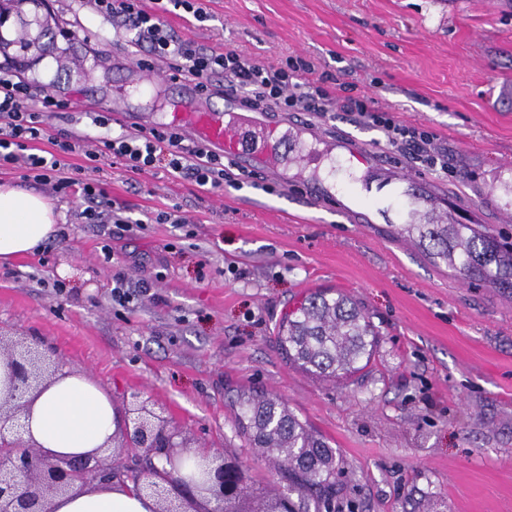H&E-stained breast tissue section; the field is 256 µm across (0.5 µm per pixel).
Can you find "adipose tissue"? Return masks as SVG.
Segmentation results:
<instances>
[{
  "instance_id": "1",
  "label": "adipose tissue",
  "mask_w": 512,
  "mask_h": 512,
  "mask_svg": "<svg viewBox=\"0 0 512 512\" xmlns=\"http://www.w3.org/2000/svg\"><path fill=\"white\" fill-rule=\"evenodd\" d=\"M61 214L41 194L0 184V260L32 252L53 239ZM118 413L110 394L87 376L69 374L45 391L32 395L27 428L52 455L75 456L110 443ZM50 512H154L147 495L115 483L94 486L54 499Z\"/></svg>"
}]
</instances>
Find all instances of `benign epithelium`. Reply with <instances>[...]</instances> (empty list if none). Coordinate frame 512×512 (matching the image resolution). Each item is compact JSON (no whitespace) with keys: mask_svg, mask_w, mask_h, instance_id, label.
<instances>
[{"mask_svg":"<svg viewBox=\"0 0 512 512\" xmlns=\"http://www.w3.org/2000/svg\"><path fill=\"white\" fill-rule=\"evenodd\" d=\"M0 361L10 375L9 391L0 399V512H50L48 502L77 488L96 484H130L156 499L155 512H189L205 492L224 502L228 477L240 468L215 463L200 478L176 477L184 441L165 417L141 403L121 416L120 445L115 450L76 456L46 454L24 436L22 419L28 416L26 396L63 376L59 362L45 348L0 335Z\"/></svg>","mask_w":512,"mask_h":512,"instance_id":"7a95c632","label":"benign epithelium"}]
</instances>
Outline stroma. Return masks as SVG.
Listing matches in <instances>:
<instances>
[{"label":"stroma","instance_id":"35a3bbf8","mask_svg":"<svg viewBox=\"0 0 512 512\" xmlns=\"http://www.w3.org/2000/svg\"><path fill=\"white\" fill-rule=\"evenodd\" d=\"M206 20L166 13L178 36L277 64L300 55L317 72L367 94L397 120L434 132L448 150L447 177L430 175L453 214L504 231L512 225V0H204ZM47 19L37 61L19 80L45 84L63 108L46 122L59 137L102 135L95 117L113 89L134 81L141 51L115 37L88 0H26L20 19ZM81 68L59 70L61 53ZM177 87L158 82L128 97L108 129L165 123ZM289 125L343 142L375 169L419 170L384 149L357 112L288 114ZM109 199L126 224H86L82 200L0 168L65 215V239L0 262V333L50 349L87 374L117 411L149 401L191 440L239 462L252 512L285 493L277 473L238 437L228 392L259 388L336 449L342 475L331 512H512V297L463 282L386 224H352L296 187L206 192L165 167L140 175L102 164ZM179 206L180 224H152ZM145 227H138V220ZM110 237L115 252L104 259ZM149 291L112 302L115 276ZM63 292H56L55 283ZM314 288L354 298L379 333L369 364L330 383L288 367L274 342L281 319Z\"/></svg>","mask_w":512,"mask_h":512}]
</instances>
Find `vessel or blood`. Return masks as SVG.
<instances>
[{
  "label": "vessel or blood",
  "instance_id": "b4317fda",
  "mask_svg": "<svg viewBox=\"0 0 512 512\" xmlns=\"http://www.w3.org/2000/svg\"><path fill=\"white\" fill-rule=\"evenodd\" d=\"M183 101L171 121L191 136L204 141L212 151L234 159L241 167L274 179L294 172L299 188L308 198L332 204L336 186L331 169L341 147L335 139L326 138L317 146L291 138L287 124L260 119L245 109L238 94L223 91V108L213 107L212 96L198 91L193 82L181 81ZM403 185L415 205L429 207L438 213L448 211L445 201L435 195L420 178L389 179L366 185V192L377 197L388 196L395 185Z\"/></svg>",
  "mask_w": 512,
  "mask_h": 512
}]
</instances>
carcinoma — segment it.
I'll use <instances>...</instances> for the list:
<instances>
[{
	"instance_id": "carcinoma-1",
	"label": "carcinoma",
	"mask_w": 512,
	"mask_h": 512,
	"mask_svg": "<svg viewBox=\"0 0 512 512\" xmlns=\"http://www.w3.org/2000/svg\"><path fill=\"white\" fill-rule=\"evenodd\" d=\"M35 41L23 32L0 35V49L27 52ZM399 236L418 242L436 263L469 283L512 291V234L491 235L472 224H399ZM378 333L346 293L317 288L279 324L275 343L289 365L325 379H346L370 361ZM234 424L245 447L274 449L275 467L288 483V499L265 512H321L336 494L341 471L336 449L313 432L278 398L260 390L231 399Z\"/></svg>"
}]
</instances>
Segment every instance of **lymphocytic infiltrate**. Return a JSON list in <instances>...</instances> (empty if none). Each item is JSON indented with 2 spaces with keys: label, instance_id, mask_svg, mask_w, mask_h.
Returning <instances> with one entry per match:
<instances>
[{
  "label": "lymphocytic infiltrate",
  "instance_id": "lymphocytic-infiltrate-1",
  "mask_svg": "<svg viewBox=\"0 0 512 512\" xmlns=\"http://www.w3.org/2000/svg\"><path fill=\"white\" fill-rule=\"evenodd\" d=\"M97 12L111 16L117 35L131 37L146 48L149 60H169L182 77L208 88L211 75L220 73L224 84L238 92L256 112H315L326 115L340 110L359 112L383 135L384 148L406 155L417 167L444 176L448 173V151L424 126L397 121L389 112L374 107L371 97L353 96L347 85L329 74H316L314 65L300 57L281 64L254 62L241 51L199 49L179 38L162 14L145 8L143 0H91ZM55 100L44 87L16 81L12 68L0 66V167L20 166L36 180L52 182L56 192L80 195L82 215L92 224L125 223V209L105 198L97 179L101 164L116 158L128 171L143 173L165 166L176 177L188 178L204 190L238 187L233 163L213 153L207 145L187 143L180 128L165 125L139 134L104 136L95 144L85 140L57 142L56 154L33 153V143L51 140L44 109ZM80 154L87 160V177L66 175L63 156Z\"/></svg>",
  "mask_w": 512,
  "mask_h": 512
}]
</instances>
